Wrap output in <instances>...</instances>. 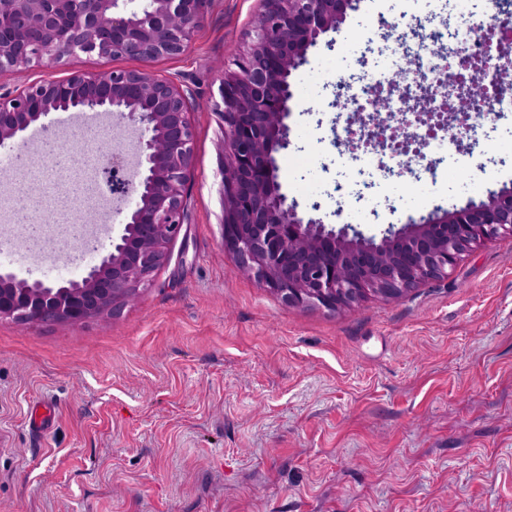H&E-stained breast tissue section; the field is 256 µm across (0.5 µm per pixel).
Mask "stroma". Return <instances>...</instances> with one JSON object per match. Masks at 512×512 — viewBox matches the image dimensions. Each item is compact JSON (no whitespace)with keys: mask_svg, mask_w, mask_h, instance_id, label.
<instances>
[{"mask_svg":"<svg viewBox=\"0 0 512 512\" xmlns=\"http://www.w3.org/2000/svg\"><path fill=\"white\" fill-rule=\"evenodd\" d=\"M258 6L212 0L178 59L83 55L0 75L13 88L129 67L195 93L187 233L140 298L79 325L0 321V512H512V236L402 298L335 314L283 304L225 252L216 106ZM404 9L356 0L291 77L290 144L275 158L303 218L377 238L512 189V109L463 132V161L434 153L431 170L396 178L328 149L304 182L291 175L287 159L334 137L335 111L314 102L400 51ZM134 205L113 210L94 189L66 216L43 198L31 215L51 227L43 250L0 271L59 283L47 268L70 220L99 229V252L72 256L81 278Z\"/></svg>","mask_w":512,"mask_h":512,"instance_id":"1","label":"stroma"}]
</instances>
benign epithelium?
Returning a JSON list of instances; mask_svg holds the SVG:
<instances>
[{
    "instance_id": "7a95c632",
    "label": "benign epithelium",
    "mask_w": 512,
    "mask_h": 512,
    "mask_svg": "<svg viewBox=\"0 0 512 512\" xmlns=\"http://www.w3.org/2000/svg\"><path fill=\"white\" fill-rule=\"evenodd\" d=\"M212 0H147L129 10L126 0H0V75L31 67L46 70L78 54L157 59L184 55ZM353 0H260L242 50L224 68L219 115L224 126V250L236 269L287 305L345 312L368 299H396L448 276L482 242L512 234V190L452 212L389 227L367 238L353 225L336 229L304 220L278 181L275 153L286 148L285 119L293 97L290 76L309 48L337 32ZM485 94L479 81L441 84L464 118ZM191 91L171 76L138 69L72 72L0 92V145L15 141L52 112H105L139 131L137 162L104 152L90 180L111 200L138 202L112 250L79 280L47 286L0 274V320L78 325L117 317L135 302L171 259L188 217L194 176ZM64 148L52 135L36 149L23 145L17 170L28 171ZM28 191L12 196L10 210L33 243L38 225L25 224Z\"/></svg>"
}]
</instances>
